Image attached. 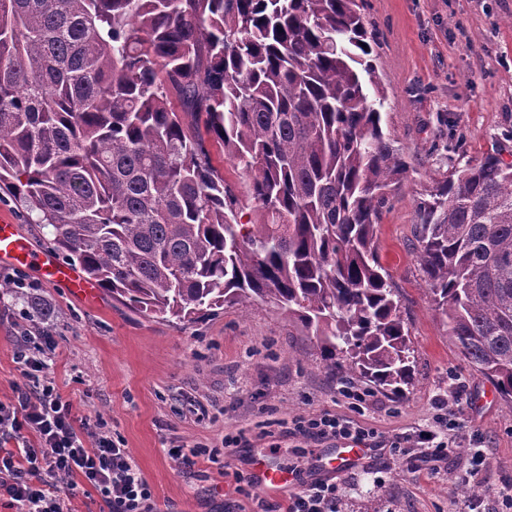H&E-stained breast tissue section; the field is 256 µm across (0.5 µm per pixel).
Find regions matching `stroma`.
<instances>
[{"mask_svg": "<svg viewBox=\"0 0 512 512\" xmlns=\"http://www.w3.org/2000/svg\"><path fill=\"white\" fill-rule=\"evenodd\" d=\"M376 36L374 64L384 89L383 117L409 169L379 221L378 246L400 294L415 349L416 377L404 399L375 393L353 408L343 380L325 370L310 331L257 301L175 325L143 316L99 291L90 302L31 270L0 266V280L28 282L51 308L49 382L89 430L128 448L152 487L154 512H259L284 505L300 484L332 478L341 512H495L512 494V401L473 370L431 308L417 261L416 205L466 161L496 154L512 161V0H365ZM23 303L0 296V402L26 379L15 359ZM460 390L457 418L470 442L412 472L394 448L371 452L333 476L322 468L333 443L289 437L285 424L329 412L380 436L439 433L438 402ZM204 405L208 418L193 408ZM245 443L192 468L169 448L221 447L225 434ZM487 465L467 475L474 454ZM268 458L287 472L279 493L260 488L254 463Z\"/></svg>", "mask_w": 512, "mask_h": 512, "instance_id": "obj_1", "label": "stroma"}]
</instances>
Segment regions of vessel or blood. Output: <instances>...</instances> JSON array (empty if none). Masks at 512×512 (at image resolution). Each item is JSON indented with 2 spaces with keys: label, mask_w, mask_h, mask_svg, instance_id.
Wrapping results in <instances>:
<instances>
[{
  "label": "vessel or blood",
  "mask_w": 512,
  "mask_h": 512,
  "mask_svg": "<svg viewBox=\"0 0 512 512\" xmlns=\"http://www.w3.org/2000/svg\"><path fill=\"white\" fill-rule=\"evenodd\" d=\"M0 265L33 269L48 283L66 284L71 293L81 299L93 297L95 288L77 270L57 262L50 254L34 251L16 224L0 218ZM364 448H340L327 465L329 471L344 472L356 468L367 456ZM254 472L259 485L269 491H278L288 483L284 473L256 461Z\"/></svg>",
  "instance_id": "obj_1"
}]
</instances>
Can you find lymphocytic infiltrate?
<instances>
[{
	"mask_svg": "<svg viewBox=\"0 0 512 512\" xmlns=\"http://www.w3.org/2000/svg\"><path fill=\"white\" fill-rule=\"evenodd\" d=\"M21 362L33 382L16 387L14 403H0V497L19 512H67L57 486L62 479L79 477L99 492L109 512H152L151 486L129 450L77 425L71 403L37 378L46 359L25 355ZM289 432L350 448L383 445L371 429L330 413L292 420ZM31 433L38 445L29 443ZM338 502L336 484L319 480L289 496L284 512H339Z\"/></svg>",
	"mask_w": 512,
	"mask_h": 512,
	"instance_id": "lymphocytic-infiltrate-1",
	"label": "lymphocytic infiltrate"
}]
</instances>
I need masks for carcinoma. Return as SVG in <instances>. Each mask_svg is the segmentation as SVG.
<instances>
[{"instance_id":"cac0c4a2","label":"carcinoma","mask_w":512,"mask_h":512,"mask_svg":"<svg viewBox=\"0 0 512 512\" xmlns=\"http://www.w3.org/2000/svg\"><path fill=\"white\" fill-rule=\"evenodd\" d=\"M363 10L0 0V189L129 308L193 323L260 300L313 331L327 370L402 397L414 349L377 223L408 163L383 130ZM211 141L260 223L238 222ZM416 212L432 309L512 401V163L465 164ZM23 315L47 305L32 296ZM213 163L223 172L224 178L234 185L242 195H247L248 180L241 174V169L237 168L232 161L225 158L224 149L218 144L213 143L210 146Z\"/></svg>"}]
</instances>
